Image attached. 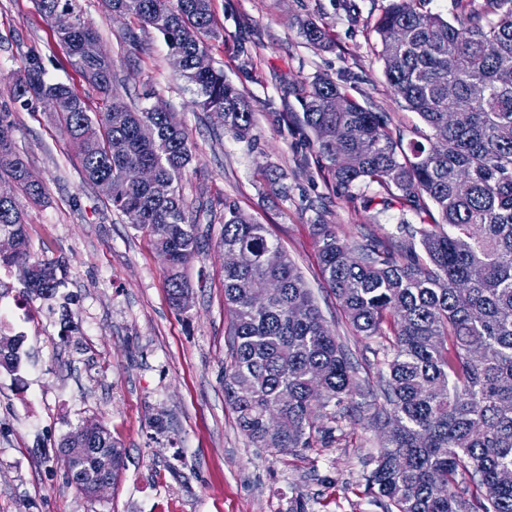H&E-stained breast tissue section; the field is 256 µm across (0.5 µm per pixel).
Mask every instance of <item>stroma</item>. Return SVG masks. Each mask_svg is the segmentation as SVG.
<instances>
[{
  "label": "stroma",
  "mask_w": 512,
  "mask_h": 512,
  "mask_svg": "<svg viewBox=\"0 0 512 512\" xmlns=\"http://www.w3.org/2000/svg\"><path fill=\"white\" fill-rule=\"evenodd\" d=\"M389 3L213 0L224 36L209 55L251 101L261 137L248 142L195 105L158 33L111 15L103 0H80L113 60L116 101L162 106L190 135L194 160L181 189L202 249L185 270L192 300L179 311L152 239L85 181L51 107L14 100L12 77L36 53L48 80L74 86L91 110L101 108V94L69 66L34 0H0V113L45 190L41 204L17 203L32 257L63 263L55 307L36 301L37 323L20 316L7 328L25 341L18 370L0 368V512H292L297 502L305 512H386L365 491L381 451L369 419L342 418L332 441L288 452L257 447L240 430L224 402L231 312L219 241L228 205L268 225L349 351L356 402L380 405L383 350L353 335L323 283L312 226L321 218L344 240H383L401 219L420 217L374 183L337 195L300 131L276 128L270 115L301 112L305 90L327 75L412 138L423 122L391 92L378 55L375 27ZM309 20L329 31L331 48L305 39ZM86 421L102 424L124 450L118 484L92 498L76 492L54 459L63 437Z\"/></svg>",
  "instance_id": "35a3bbf8"
}]
</instances>
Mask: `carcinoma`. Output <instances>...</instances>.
Here are the masks:
<instances>
[{
    "instance_id": "carcinoma-1",
    "label": "carcinoma",
    "mask_w": 512,
    "mask_h": 512,
    "mask_svg": "<svg viewBox=\"0 0 512 512\" xmlns=\"http://www.w3.org/2000/svg\"><path fill=\"white\" fill-rule=\"evenodd\" d=\"M78 0H35L47 21L60 11L74 24L52 27L69 65L105 97L112 96V59H89L83 42L96 38ZM426 0H391L377 22L384 76L404 106L429 129L426 143L404 144L385 112L350 98L328 76L316 78L302 101L303 112H274L279 128L298 125L309 145L327 162L336 192L350 196L361 182L376 183L400 204L429 221L399 224L400 236L350 244L333 224L313 225L321 277L335 295L351 328L368 339H394L386 374L380 376L383 405L369 414L377 425L381 452L366 476V490L395 512H512V0H484L479 9L457 0L454 21L420 8ZM110 13L137 19L162 35L170 53L182 57L181 72L204 112L223 115L224 130L254 140L256 124L246 95L224 78V69L198 70L195 58L209 53L221 36L212 0H105ZM311 43L328 48L327 30L313 21L302 28ZM13 97L27 103L55 101L58 123L81 140L85 179L170 256L166 288L182 310L190 290L184 269L198 252L199 225L192 223L180 182L193 161L186 128L170 112L142 106L125 112L88 110L69 84L46 79L41 56L27 58ZM345 109L338 112L335 100ZM467 99L469 107L448 123V110ZM13 127L0 116V181L11 182L33 202L44 189L26 178L15 150ZM145 167L167 192L128 177ZM10 233L18 249L0 264L23 274L22 294L52 299L58 290V262L35 260L27 248L23 217L15 198L0 199V234ZM424 255H419L415 243ZM220 246L242 255L224 268V303L234 312L228 329L230 371L224 401L239 427L261 448L271 441L288 448L312 447L313 418L334 422L353 405L357 383L345 346L325 324L310 289L288 253L266 225L241 209L224 211ZM248 281H273L260 299ZM24 335L0 340V367L18 369ZM62 448L90 453L67 480L86 497L112 452L111 477L124 465L110 432L89 439L74 429ZM485 488V496L466 484Z\"/></svg>"
}]
</instances>
